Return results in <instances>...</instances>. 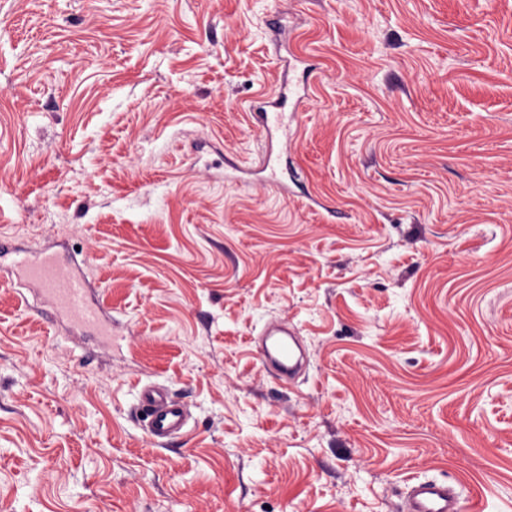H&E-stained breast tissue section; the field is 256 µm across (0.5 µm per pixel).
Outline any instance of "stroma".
Instances as JSON below:
<instances>
[{"label": "stroma", "instance_id": "1", "mask_svg": "<svg viewBox=\"0 0 512 512\" xmlns=\"http://www.w3.org/2000/svg\"><path fill=\"white\" fill-rule=\"evenodd\" d=\"M286 82L281 195L249 112ZM1 235L64 242L113 326L0 279V512H382L412 476L512 512V0H0ZM297 335L295 330L288 332L286 326L274 323L268 324L261 333L263 341L258 350L262 367L274 370L278 379L286 385L297 383L306 370V361L302 362L304 351L297 341ZM133 412L144 438L156 447H169L182 436L190 417L186 404L160 383H148L139 389Z\"/></svg>", "mask_w": 512, "mask_h": 512}]
</instances>
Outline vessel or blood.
Here are the masks:
<instances>
[{"mask_svg":"<svg viewBox=\"0 0 512 512\" xmlns=\"http://www.w3.org/2000/svg\"><path fill=\"white\" fill-rule=\"evenodd\" d=\"M252 116L260 132L255 156L261 168L271 166V151L263 137L270 125L281 123L283 116L255 108ZM0 273L19 278L33 291L49 298L56 321L72 326L111 333L112 317L106 312L87 274L59 251L46 246L39 249L14 244L0 238ZM259 347L262 366L274 370L284 384L297 383L306 370L298 350L296 335L283 325L268 324ZM135 422L146 441L156 447L170 446L188 427L186 404L160 383L143 385L133 407ZM400 512H481L478 503L463 500L457 489L435 478H414L400 493Z\"/></svg>","mask_w":512,"mask_h":512,"instance_id":"obj_1","label":"vessel or blood"}]
</instances>
